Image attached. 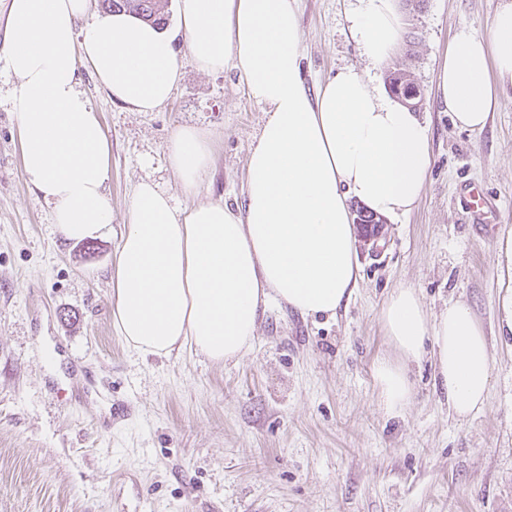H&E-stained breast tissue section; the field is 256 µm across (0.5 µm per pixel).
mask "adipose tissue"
Wrapping results in <instances>:
<instances>
[{"label":"adipose tissue","instance_id":"1","mask_svg":"<svg viewBox=\"0 0 512 512\" xmlns=\"http://www.w3.org/2000/svg\"><path fill=\"white\" fill-rule=\"evenodd\" d=\"M179 2L182 31L168 35L122 13L91 18V0H7L5 64L18 80L11 105L26 180L51 204L59 238L78 243L112 233L104 192L111 147L79 89L81 68L112 101L141 112L171 98L181 50L202 71L239 74L266 108L242 204L197 202L212 143L197 129H175L169 165L195 203L175 207L155 184L140 182L111 273L113 324L130 350L165 357L190 350L235 362L251 350L272 304L314 317L348 303L360 280L348 202L387 217L411 212L429 174V129L356 67L310 89L295 0ZM348 22L373 66L400 42L396 0H359ZM493 69L512 82V4L498 10L488 37L462 28L448 48L437 91L455 126H486L500 95ZM379 320L396 352L375 365L383 414L407 408L409 366L428 347L454 416L463 421L482 409L491 354L467 305L448 304L432 317L402 285Z\"/></svg>","mask_w":512,"mask_h":512}]
</instances>
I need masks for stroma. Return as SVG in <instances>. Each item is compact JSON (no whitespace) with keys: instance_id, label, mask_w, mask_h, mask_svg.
I'll return each instance as SVG.
<instances>
[{"instance_id":"stroma-1","label":"stroma","mask_w":512,"mask_h":512,"mask_svg":"<svg viewBox=\"0 0 512 512\" xmlns=\"http://www.w3.org/2000/svg\"><path fill=\"white\" fill-rule=\"evenodd\" d=\"M507 2L401 10L399 47L375 68L350 35L356 0H297L308 87L350 65L383 87L389 71L408 70L433 163L418 206L385 219L384 248L358 247L348 305L332 318L272 306L236 363L128 349L112 325L117 239L66 244L55 234L50 205L24 176L17 80L0 61V512H512V338L499 333L497 306L512 284L499 256L512 233V87L479 132L456 127L436 96L454 33L487 36ZM181 71L151 112L113 102L82 75L111 145L114 228L143 181L189 205L167 163L180 126L213 140L199 201L242 200L264 107L232 69L200 71L185 53ZM469 183L495 205L487 224L471 221ZM403 284L432 316L465 303L486 333L490 391L468 420L451 413L429 355L410 367L402 416L376 404L373 364L394 353L379 312Z\"/></svg>"}]
</instances>
